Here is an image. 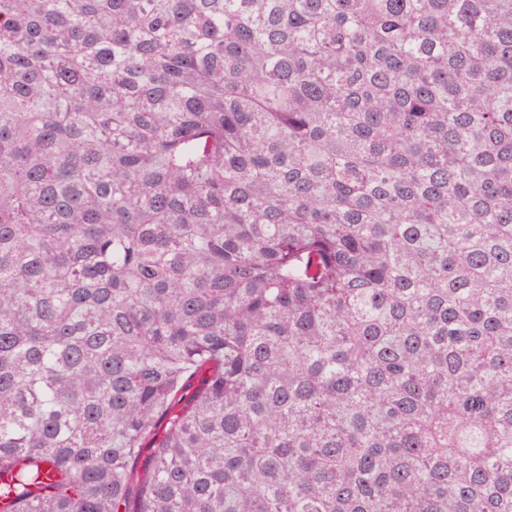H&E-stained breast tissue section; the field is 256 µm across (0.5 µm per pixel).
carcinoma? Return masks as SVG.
<instances>
[{"label": "carcinoma", "mask_w": 512, "mask_h": 512, "mask_svg": "<svg viewBox=\"0 0 512 512\" xmlns=\"http://www.w3.org/2000/svg\"><path fill=\"white\" fill-rule=\"evenodd\" d=\"M3 473L512 512V0H0Z\"/></svg>", "instance_id": "1"}]
</instances>
